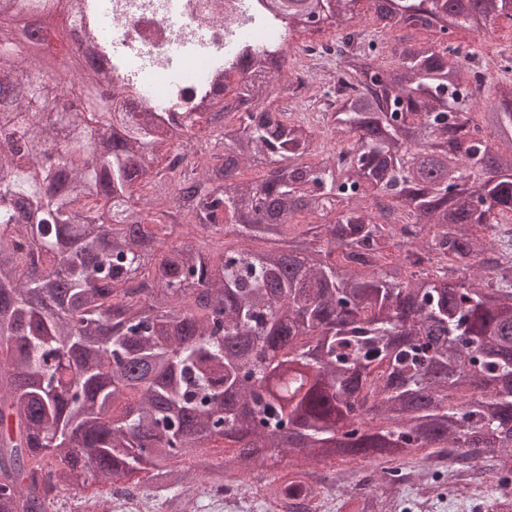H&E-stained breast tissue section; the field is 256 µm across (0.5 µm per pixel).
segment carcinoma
Listing matches in <instances>:
<instances>
[{"label":"carcinoma","instance_id":"obj_1","mask_svg":"<svg viewBox=\"0 0 512 512\" xmlns=\"http://www.w3.org/2000/svg\"><path fill=\"white\" fill-rule=\"evenodd\" d=\"M370 2L385 30L441 37L390 66L364 31L336 49L350 92L314 97L333 99L340 166L312 160L308 126L254 105L290 83L277 46L227 55L224 72L253 74L229 111L142 118L100 95L110 72L81 70L83 105L118 137L50 105L56 76L0 78V512H58L72 486L142 472L148 497L180 504L186 460L220 472L217 493L272 472L280 512H318L319 466L349 459L377 466L336 474L337 512L434 493L438 474L408 466L419 459L453 457L492 494L512 483V80L485 109L459 100L480 70L450 41L512 22V0ZM363 15L362 0L260 10L271 25L328 23L338 44ZM1 56L29 59L24 30L0 27ZM38 110L56 119L32 123ZM197 129L212 134L208 160L166 182L160 138ZM254 166L263 178L244 181ZM382 202L405 224L384 223ZM298 215L317 221L289 237ZM219 440L234 444L219 462L198 453Z\"/></svg>","mask_w":512,"mask_h":512}]
</instances>
